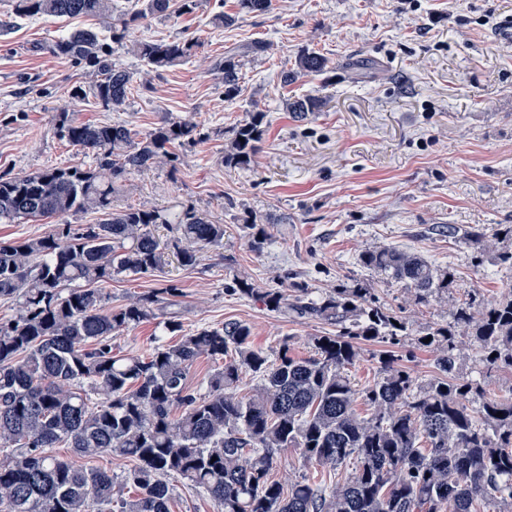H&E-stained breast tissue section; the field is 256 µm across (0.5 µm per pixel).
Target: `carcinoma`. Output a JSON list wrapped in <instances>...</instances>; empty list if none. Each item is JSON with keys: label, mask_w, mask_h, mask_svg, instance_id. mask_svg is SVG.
Wrapping results in <instances>:
<instances>
[{"label": "carcinoma", "mask_w": 512, "mask_h": 512, "mask_svg": "<svg viewBox=\"0 0 512 512\" xmlns=\"http://www.w3.org/2000/svg\"><path fill=\"white\" fill-rule=\"evenodd\" d=\"M171 0H142L141 8L112 22L121 41L142 20L165 15ZM271 0H238L241 13H265ZM16 13L33 18L112 16V0H16ZM198 41L143 42L131 51L160 73L188 58ZM49 51L95 76L99 104L118 110L132 86L129 72L112 63V52L92 30H76ZM241 64L232 56L216 63L224 94L239 87ZM328 71V60L302 52L283 85ZM320 106L313 96L288 103L301 118ZM61 139L96 157V166L51 168L36 174L0 177V221L102 212L97 224H58L54 232L0 242V299L17 298L21 310L0 322V447L20 451L0 456V512H169L171 476L208 495L220 512H487L501 502L512 506V400L486 399L473 412L463 403L482 394L457 375L458 337L477 345L488 371L512 368V295L476 310L468 293L457 300L444 326L418 339L436 355L438 376L418 383L390 358L380 360V377L363 391L369 407L357 414V392L347 370L359 344L395 345L409 322L376 297L365 281L340 284L315 299L293 285L256 288L246 279L233 292L255 298L277 313L315 317L338 327L334 335L312 337L317 356L297 358L281 346L270 360L249 341L248 325L229 321L203 328L146 356L117 355L111 339L152 315L159 294L179 295L169 285L137 296L118 310L105 306L96 284L123 275L161 271L169 254L195 266L204 250L224 240V225L193 206L169 213L152 207L112 211L116 186L156 164L170 163L169 146L202 138L198 126L166 119L143 140L120 124H86L68 112L57 115ZM264 113L251 111L238 123L221 162L248 169L264 136ZM251 247L261 250L270 234L254 220ZM173 238L163 241L156 228ZM476 249L512 271V225L492 235L464 232ZM367 268L405 288L426 306L454 287L453 270L394 246L364 251ZM24 358H19V355ZM223 365L205 392L188 376L201 358ZM256 384L240 388L241 374ZM503 416H496L497 412ZM65 443L75 457L93 460L117 453L133 461L123 484L135 492L114 500L112 474L83 468L49 452ZM299 448L309 463L336 467L354 459L355 473L327 489L305 480L283 489L271 479L278 454ZM217 460H212V457Z\"/></svg>", "instance_id": "cac0c4a2"}]
</instances>
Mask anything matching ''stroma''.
I'll return each mask as SVG.
<instances>
[{
    "instance_id": "stroma-1",
    "label": "stroma",
    "mask_w": 512,
    "mask_h": 512,
    "mask_svg": "<svg viewBox=\"0 0 512 512\" xmlns=\"http://www.w3.org/2000/svg\"><path fill=\"white\" fill-rule=\"evenodd\" d=\"M224 12L233 25H215ZM76 28L110 34L100 18H20L13 0H0V176L51 167L94 165L60 139L55 116L69 109L81 122L120 123L148 136L163 117L198 124L201 140L171 145L175 166L141 172L118 188L112 206H195L223 225L221 246L204 251L192 268L170 262L164 272L101 283L105 304L120 309L130 298L177 285L154 313L113 337L114 353L145 355L181 335L227 321L246 323L253 347L276 355L314 356L312 337L334 325L269 311L231 291L246 276L259 288L308 286L313 297L355 280L371 281L386 307L408 317L415 329L448 323L467 291L491 301L512 294V273L461 239L439 235L438 225L494 230L512 225V0H272L270 11L244 15L237 0H201L189 13L170 9L134 31L145 41L196 39L197 52L159 74L112 45V60L128 71L126 106L105 110L83 69L54 57L49 44ZM256 42L268 52L252 54ZM242 62L237 95L228 97L214 69L226 52ZM315 51L335 66L334 78L309 75L282 85L298 53ZM375 67L357 72L356 62ZM322 98L304 119L287 99ZM266 118L265 135L251 169L224 167L230 130L251 105ZM270 226L262 250L249 244L247 217ZM392 245L451 266L455 288L425 307L404 289L363 268L361 254ZM177 318L180 333L164 325ZM394 351L416 382L436 373L434 354L414 334L398 346L364 342L349 376L357 390L379 373L380 354ZM463 373L488 398L512 397V369L486 371L468 349ZM354 461L332 471L305 461L297 448L281 451L273 479L290 485L301 476L331 485L349 477Z\"/></svg>"
}]
</instances>
